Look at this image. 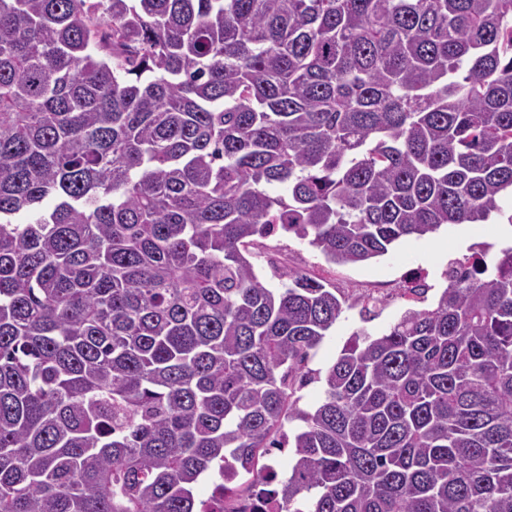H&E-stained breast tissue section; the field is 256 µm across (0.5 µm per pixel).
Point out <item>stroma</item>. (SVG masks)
Returning <instances> with one entry per match:
<instances>
[{"label":"stroma","instance_id":"1","mask_svg":"<svg viewBox=\"0 0 512 512\" xmlns=\"http://www.w3.org/2000/svg\"><path fill=\"white\" fill-rule=\"evenodd\" d=\"M502 206L504 217H493L478 224H450L423 239L404 238L386 255L358 264L327 262L306 242L275 234L267 238L266 248L256 261V270L271 288L282 287L283 281L275 271L284 268L325 282L345 296L347 304L342 314L309 364L310 369L322 371L333 363L354 332L364 329L379 335L409 308H434L447 285L445 272L449 260L480 250L492 258L504 244L512 242V225L506 220L512 213L511 195L503 199ZM416 278L427 287L424 300L418 302L402 294L403 288ZM368 294L383 300L371 318L365 317L359 305L360 299Z\"/></svg>","mask_w":512,"mask_h":512}]
</instances>
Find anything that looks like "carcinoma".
Wrapping results in <instances>:
<instances>
[{"instance_id":"cac0c4a2","label":"carcinoma","mask_w":512,"mask_h":512,"mask_svg":"<svg viewBox=\"0 0 512 512\" xmlns=\"http://www.w3.org/2000/svg\"><path fill=\"white\" fill-rule=\"evenodd\" d=\"M509 192L512 0H0V512H207L216 468L279 512H512V243L355 332L312 411L343 301L254 263Z\"/></svg>"}]
</instances>
